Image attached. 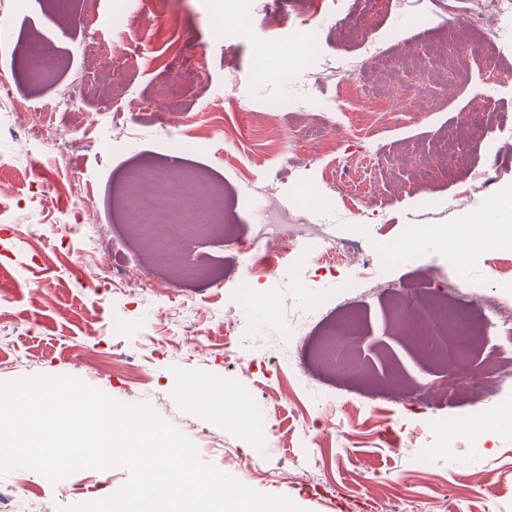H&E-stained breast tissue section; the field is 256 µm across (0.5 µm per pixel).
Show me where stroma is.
<instances>
[{
	"label": "stroma",
	"instance_id": "1",
	"mask_svg": "<svg viewBox=\"0 0 512 512\" xmlns=\"http://www.w3.org/2000/svg\"><path fill=\"white\" fill-rule=\"evenodd\" d=\"M436 18L420 25L419 15ZM39 35L55 64L36 72L25 47ZM384 44L354 79L321 77L325 60ZM496 60L469 58L466 80L442 71L453 21L430 0H0V381L69 377L123 404H149L187 436L201 459L302 512H396L394 480L414 512H512V419L481 430L468 419L512 400V378L474 394L423 363L392 319L391 299L363 296L321 352L318 329L293 330L315 306L360 278L436 291L442 271L467 285L471 305L512 304V253L479 246L465 267L428 240L402 252L413 228L447 230L512 200V20L491 32ZM488 89L483 106L474 90ZM76 91L78 112L47 103ZM53 126L54 141L34 131ZM288 126L303 146L276 142ZM327 134L307 147L312 133ZM494 180L462 194L485 146ZM180 154L224 185L231 213L219 232H196L179 250L196 277L152 276L154 247L134 237L114 202L116 186L144 161L167 168ZM79 166L89 204L73 207ZM308 210L358 254L303 262L291 253L276 274L235 266L228 238L246 239L263 202H237L240 184ZM135 279L112 297L113 271ZM250 280L251 302L235 290ZM189 379L237 396L224 413L182 397ZM266 416L257 434L252 417ZM126 469L77 471L51 482L33 469L0 473L6 512H63L99 500Z\"/></svg>",
	"mask_w": 512,
	"mask_h": 512
}]
</instances>
